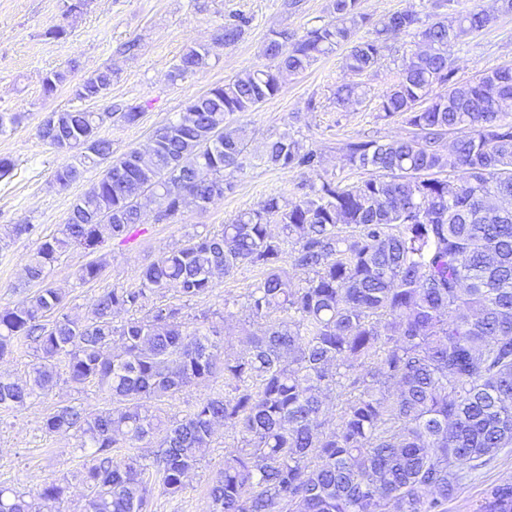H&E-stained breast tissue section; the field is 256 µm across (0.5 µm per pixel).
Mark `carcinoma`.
<instances>
[{
  "label": "carcinoma",
  "mask_w": 512,
  "mask_h": 512,
  "mask_svg": "<svg viewBox=\"0 0 512 512\" xmlns=\"http://www.w3.org/2000/svg\"><path fill=\"white\" fill-rule=\"evenodd\" d=\"M332 10L331 23L301 36L273 33L265 68L196 97L155 130L147 150L115 157L99 135L116 114L138 122L139 104L60 112L54 125H40L52 147L62 136L84 143L74 147L75 163L53 174L62 190L88 166L106 168L30 259L26 284L40 288L0 310V358L24 339L36 359L24 384L0 375V408L48 394L62 372L110 393L113 408L63 404L43 420L45 431H72L94 448L82 474L87 512H147L151 468L163 493H180L220 423L237 442L209 487L212 512H446L462 468L477 470L512 447V64L460 81L448 56L494 21L480 0L453 24H427L426 49L403 59L381 97L384 116L403 117L414 135L349 145V162L376 175L352 185L321 176L298 201L272 196L220 233L193 234L151 264L138 287L104 291L81 321L41 286L67 251L127 239L144 199L157 201L167 220L224 195V170L239 167L248 146L228 116L254 111L286 78L342 47L346 70L366 72L391 35L420 24L410 10L372 23L359 0H332ZM369 24L371 36L356 38ZM241 35L242 24L230 20L219 41L231 46ZM208 59V49L188 48L171 81ZM102 80L112 75L87 77L76 98L91 101ZM335 95L345 106L362 103L365 91L343 83ZM264 156L284 170L320 166L315 151L286 136L266 143ZM288 254L305 274L296 285ZM245 265L265 276L247 295L257 325L249 350L234 353L211 339L217 331L190 329L184 309L212 290L215 274ZM169 291L173 300L115 321ZM219 375L224 394L181 420L162 419L158 403ZM155 437L148 464L139 454L112 456L120 444ZM62 495L44 483L38 506L0 489V512L55 509ZM474 512H512V479L491 487Z\"/></svg>",
  "instance_id": "obj_1"
}]
</instances>
